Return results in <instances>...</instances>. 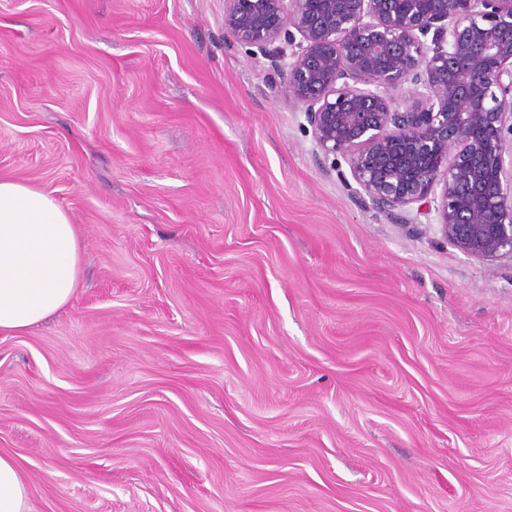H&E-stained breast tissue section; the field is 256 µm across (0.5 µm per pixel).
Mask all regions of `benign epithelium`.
Listing matches in <instances>:
<instances>
[{
  "instance_id": "1",
  "label": "benign epithelium",
  "mask_w": 512,
  "mask_h": 512,
  "mask_svg": "<svg viewBox=\"0 0 512 512\" xmlns=\"http://www.w3.org/2000/svg\"><path fill=\"white\" fill-rule=\"evenodd\" d=\"M224 33L270 54L378 212L512 256V0H225Z\"/></svg>"
}]
</instances>
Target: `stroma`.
<instances>
[{
    "mask_svg": "<svg viewBox=\"0 0 512 512\" xmlns=\"http://www.w3.org/2000/svg\"><path fill=\"white\" fill-rule=\"evenodd\" d=\"M0 176L82 231L0 334L28 512H512V259L378 213L224 0H0Z\"/></svg>",
    "mask_w": 512,
    "mask_h": 512,
    "instance_id": "35a3bbf8",
    "label": "stroma"
}]
</instances>
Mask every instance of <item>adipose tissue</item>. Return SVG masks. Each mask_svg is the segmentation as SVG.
Returning <instances> with one entry per match:
<instances>
[{
  "mask_svg": "<svg viewBox=\"0 0 512 512\" xmlns=\"http://www.w3.org/2000/svg\"><path fill=\"white\" fill-rule=\"evenodd\" d=\"M82 236L44 189L0 177V333L21 334L64 308L80 283ZM29 487L0 454V512H26Z\"/></svg>",
  "mask_w": 512,
  "mask_h": 512,
  "instance_id": "ef3b65f1",
  "label": "adipose tissue"
}]
</instances>
